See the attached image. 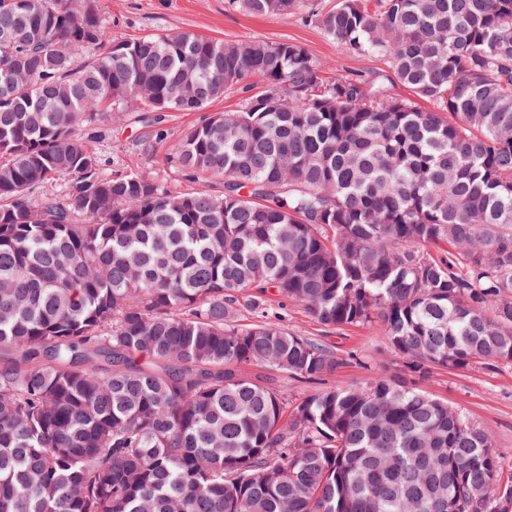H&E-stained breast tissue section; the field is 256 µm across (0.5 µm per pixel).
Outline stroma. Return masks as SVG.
<instances>
[{
  "label": "stroma",
  "instance_id": "stroma-1",
  "mask_svg": "<svg viewBox=\"0 0 512 512\" xmlns=\"http://www.w3.org/2000/svg\"><path fill=\"white\" fill-rule=\"evenodd\" d=\"M98 3L110 35L116 41L189 31L226 41L258 38L275 43L294 42L304 46L325 69L376 83L395 98L413 97L412 91L394 76L386 58L349 53L298 11L280 16L252 17L235 9L229 0H98ZM201 118L198 112L163 113L161 127L167 138L156 155L145 158L134 146L140 127L132 113L109 115L99 125L101 137L96 148L106 162L107 172L145 170L174 191H219L223 188L221 179L195 183L182 180L166 160L182 132ZM267 308L288 331L322 340L348 360L345 367L318 380L280 376L279 384L291 402L317 392L362 385L375 373L396 381L410 378L406 368L387 349L377 327H351L328 332L301 306L273 294L268 297ZM421 387L489 429L502 458V475L512 478V365L493 371L438 368L431 370Z\"/></svg>",
  "mask_w": 512,
  "mask_h": 512
}]
</instances>
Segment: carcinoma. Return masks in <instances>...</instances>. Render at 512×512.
<instances>
[{
	"mask_svg": "<svg viewBox=\"0 0 512 512\" xmlns=\"http://www.w3.org/2000/svg\"><path fill=\"white\" fill-rule=\"evenodd\" d=\"M233 4L304 12L437 109L295 43L113 41L95 0H0V512H512L490 431L416 387L289 403L270 372L347 359L264 315L273 291L374 325L421 376L512 364V0ZM250 77L169 154L224 190L106 173L101 115Z\"/></svg>",
	"mask_w": 512,
	"mask_h": 512,
	"instance_id": "1",
	"label": "carcinoma"
}]
</instances>
